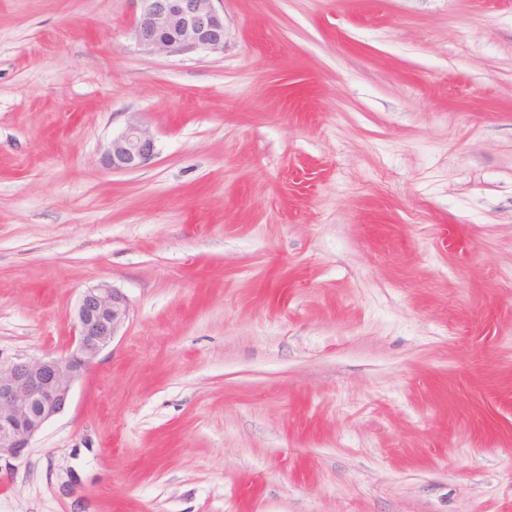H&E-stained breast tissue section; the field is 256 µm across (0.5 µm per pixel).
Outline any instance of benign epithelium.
Returning a JSON list of instances; mask_svg holds the SVG:
<instances>
[{
	"label": "benign epithelium",
	"mask_w": 512,
	"mask_h": 512,
	"mask_svg": "<svg viewBox=\"0 0 512 512\" xmlns=\"http://www.w3.org/2000/svg\"><path fill=\"white\" fill-rule=\"evenodd\" d=\"M131 29L145 51L185 55L224 51L221 0H134ZM156 155V141L143 124L130 121L108 143L101 162L113 172H135ZM126 295L107 285L82 292L75 308L74 338L63 355L16 357L0 362V464L23 459L36 435L72 401L74 382L94 366L124 328Z\"/></svg>",
	"instance_id": "1"
}]
</instances>
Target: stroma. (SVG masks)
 Instances as JSON below:
<instances>
[{
  "instance_id": "1",
  "label": "stroma",
  "mask_w": 512,
  "mask_h": 512,
  "mask_svg": "<svg viewBox=\"0 0 512 512\" xmlns=\"http://www.w3.org/2000/svg\"><path fill=\"white\" fill-rule=\"evenodd\" d=\"M134 10L0 0V360L130 303L0 512H512V0ZM140 2L131 29L144 51L185 55L224 50V12L215 2L223 0H133ZM156 155V141L143 124L129 121L108 143L101 162L113 172H135Z\"/></svg>"
}]
</instances>
